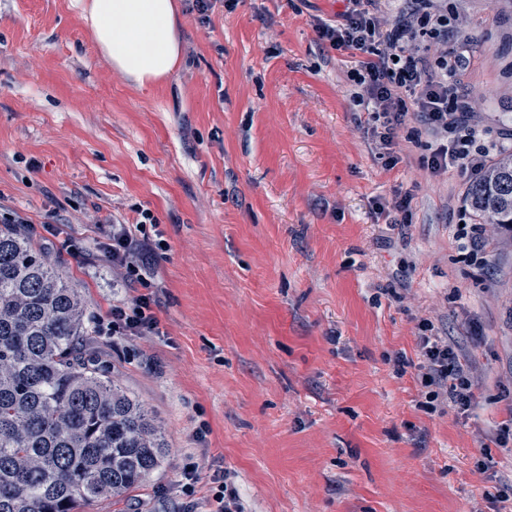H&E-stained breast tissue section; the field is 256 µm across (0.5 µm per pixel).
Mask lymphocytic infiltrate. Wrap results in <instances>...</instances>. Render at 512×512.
<instances>
[{
  "label": "lymphocytic infiltrate",
  "instance_id": "obj_1",
  "mask_svg": "<svg viewBox=\"0 0 512 512\" xmlns=\"http://www.w3.org/2000/svg\"><path fill=\"white\" fill-rule=\"evenodd\" d=\"M352 2V10L343 13L337 24L321 26L319 33L333 47L362 54L358 68L351 73L352 100L368 112L380 145L392 146L398 128L414 113L440 139L429 159L433 170L455 164L481 171L494 149L482 144L481 132L469 122L453 82L460 56L450 52L429 62V48L419 41L425 28L435 36L447 37V15L435 9V0H404L406 8L400 20L386 29L376 15L380 0ZM406 91L413 93V102L403 99ZM155 222L152 212L143 209L136 223L113 225L107 238L105 248L113 266L137 291L130 300L113 305L108 323L113 335L143 336L159 330L153 312L157 300L146 292L155 257L167 247L165 240L150 239L146 232ZM420 351L421 383L429 401L468 410L477 399L471 367L439 336L421 337Z\"/></svg>",
  "mask_w": 512,
  "mask_h": 512
}]
</instances>
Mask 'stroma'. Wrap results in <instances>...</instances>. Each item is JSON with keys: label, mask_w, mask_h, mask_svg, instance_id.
Instances as JSON below:
<instances>
[{"label": "stroma", "mask_w": 512, "mask_h": 512, "mask_svg": "<svg viewBox=\"0 0 512 512\" xmlns=\"http://www.w3.org/2000/svg\"><path fill=\"white\" fill-rule=\"evenodd\" d=\"M181 6L164 81L112 70L78 0H0V215L70 269L98 320L131 297L104 229L157 220V336H100L169 445L128 496L87 512H499L512 484V244L474 252L469 177L428 165L417 117L391 157L352 101L355 60L318 32L349 0ZM470 45L458 90L512 149V0H442ZM402 209H394L397 200ZM473 366L467 412L431 410L425 323ZM200 464L186 495L181 470ZM228 475L224 473L223 481L216 479L218 490L215 495L217 509L213 512H245L243 504L240 501L238 492L228 482Z\"/></svg>", "instance_id": "1"}]
</instances>
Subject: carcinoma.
Returning <instances> with one entry per match:
<instances>
[{"label":"carcinoma","mask_w":512,"mask_h":512,"mask_svg":"<svg viewBox=\"0 0 512 512\" xmlns=\"http://www.w3.org/2000/svg\"><path fill=\"white\" fill-rule=\"evenodd\" d=\"M466 200L512 232V153ZM95 316L61 263L0 225V512H83L140 488L166 440L95 345Z\"/></svg>","instance_id":"obj_1"}]
</instances>
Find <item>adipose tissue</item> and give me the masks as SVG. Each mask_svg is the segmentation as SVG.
I'll use <instances>...</instances> for the list:
<instances>
[{
  "label": "adipose tissue",
  "instance_id": "obj_1",
  "mask_svg": "<svg viewBox=\"0 0 512 512\" xmlns=\"http://www.w3.org/2000/svg\"><path fill=\"white\" fill-rule=\"evenodd\" d=\"M82 18L104 58L136 86L166 79L179 62L174 0H84Z\"/></svg>",
  "mask_w": 512,
  "mask_h": 512
}]
</instances>
